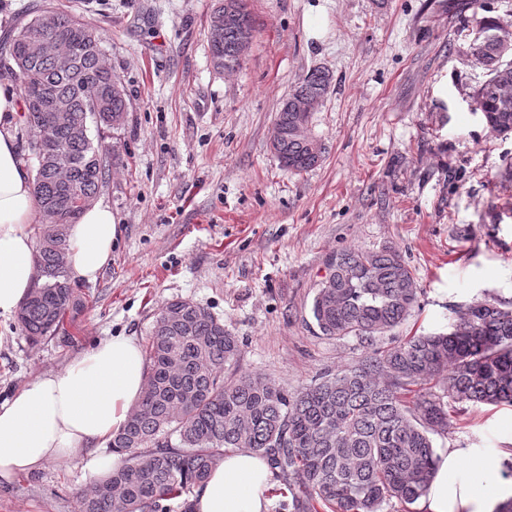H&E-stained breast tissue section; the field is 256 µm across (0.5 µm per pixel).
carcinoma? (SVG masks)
<instances>
[{
	"mask_svg": "<svg viewBox=\"0 0 512 512\" xmlns=\"http://www.w3.org/2000/svg\"><path fill=\"white\" fill-rule=\"evenodd\" d=\"M238 28L222 45L208 44L214 69L241 66L240 29L253 28L247 0ZM57 41L70 61L28 53V33ZM100 39L85 23L48 7L11 31L0 46V66L17 76L25 102L28 142L43 121L61 112L55 140L38 160L34 177L40 283L17 320L32 341L52 336L85 307L66 278L67 227L83 207L69 194L96 197L105 166L102 145L89 134V118L117 130L128 112L116 76L99 66ZM485 80L472 96L474 111L512 133V51L474 58ZM327 71L309 70L291 93L324 87ZM313 115L279 112L285 136L274 152L282 167L306 172L324 150L311 142ZM301 127V134L293 133ZM421 289L398 250L345 249L330 256L312 317L321 335L356 339L367 348L357 361L316 375L290 392L250 375L224 381V364L238 352L234 336L210 311L180 300L160 311L148 344L150 372L142 399L109 447L124 465L77 495L78 512H166L182 499L194 512L193 492L229 450L266 455L288 484L290 512H391L426 495L435 476L434 437L448 433L458 406H512V302L477 299L455 312L446 333L379 339L403 325Z\"/></svg>",
	"mask_w": 512,
	"mask_h": 512,
	"instance_id": "1",
	"label": "carcinoma"
}]
</instances>
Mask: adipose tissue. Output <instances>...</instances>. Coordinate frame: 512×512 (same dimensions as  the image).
<instances>
[{"label":"adipose tissue","instance_id":"adipose-tissue-1","mask_svg":"<svg viewBox=\"0 0 512 512\" xmlns=\"http://www.w3.org/2000/svg\"><path fill=\"white\" fill-rule=\"evenodd\" d=\"M21 100L0 80V318L13 317L38 277L34 181L18 149ZM119 225L97 203L68 229L71 279L96 281L112 256ZM147 365L139 342L107 336L0 401V479L37 471L46 461L73 460L99 447L126 424L144 391ZM484 456L460 448L438 452L435 477L420 512H492L512 497L493 480ZM273 472L266 456L225 454L194 497V512H268Z\"/></svg>","mask_w":512,"mask_h":512}]
</instances>
